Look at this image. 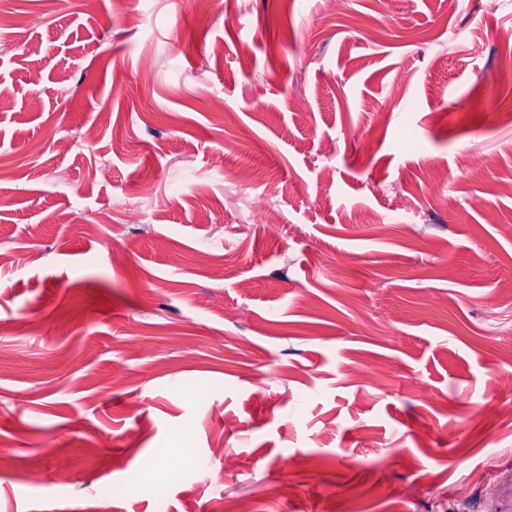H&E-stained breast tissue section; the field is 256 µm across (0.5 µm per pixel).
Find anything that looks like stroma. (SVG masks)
Returning a JSON list of instances; mask_svg holds the SVG:
<instances>
[{"mask_svg":"<svg viewBox=\"0 0 512 512\" xmlns=\"http://www.w3.org/2000/svg\"><path fill=\"white\" fill-rule=\"evenodd\" d=\"M1 40L0 450L40 474L0 512H493L512 0H0Z\"/></svg>","mask_w":512,"mask_h":512,"instance_id":"35a3bbf8","label":"stroma"}]
</instances>
